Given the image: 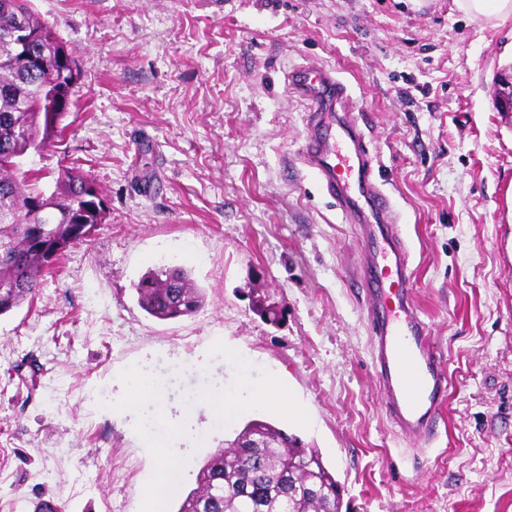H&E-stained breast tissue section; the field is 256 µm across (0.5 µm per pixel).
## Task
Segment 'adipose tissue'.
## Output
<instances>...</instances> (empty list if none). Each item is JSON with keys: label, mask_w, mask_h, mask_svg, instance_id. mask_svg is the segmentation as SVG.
Wrapping results in <instances>:
<instances>
[{"label": "adipose tissue", "mask_w": 512, "mask_h": 512, "mask_svg": "<svg viewBox=\"0 0 512 512\" xmlns=\"http://www.w3.org/2000/svg\"><path fill=\"white\" fill-rule=\"evenodd\" d=\"M224 359L236 370L239 387L230 395L213 390L203 392L202 398L210 404L215 420L232 422L242 411L257 405L296 415L301 414L302 408L293 398L287 386L275 380L259 386L250 379L249 367L241 359L234 346L225 345Z\"/></svg>", "instance_id": "1"}]
</instances>
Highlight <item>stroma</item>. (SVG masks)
<instances>
[{
	"instance_id": "35a3bbf8",
	"label": "stroma",
	"mask_w": 512,
	"mask_h": 512,
	"mask_svg": "<svg viewBox=\"0 0 512 512\" xmlns=\"http://www.w3.org/2000/svg\"><path fill=\"white\" fill-rule=\"evenodd\" d=\"M75 60L58 146L27 154L37 190L62 158L106 202L32 302L0 317V512H150L158 448L112 410L134 365L141 404L203 435L170 479V512L203 464L258 419L318 449L347 512H512V17L453 0H29ZM326 66L362 101L405 226L412 299L448 375L437 435L401 436L381 403L355 275L360 222L301 161L310 103L286 81ZM182 267L201 309L159 321L134 288ZM256 384L278 373L305 420L254 409L227 426L199 391L232 392L225 343ZM124 396L113 402V408L123 411L132 409L141 400L152 398L156 384L149 371L142 366L129 370L122 378Z\"/></svg>"
}]
</instances>
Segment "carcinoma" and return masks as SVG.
<instances>
[{
  "instance_id": "obj_1",
  "label": "carcinoma",
  "mask_w": 512,
  "mask_h": 512,
  "mask_svg": "<svg viewBox=\"0 0 512 512\" xmlns=\"http://www.w3.org/2000/svg\"><path fill=\"white\" fill-rule=\"evenodd\" d=\"M28 16L34 28L50 30L27 0H0V57H10L5 32L15 14ZM51 72L0 66V316L33 299L45 274L65 252L88 242L105 214H88L78 223L87 174L75 160L59 166L55 189L43 199L40 217L16 211L20 200L37 196L32 176L15 158L42 144L62 139L67 111L50 112ZM140 307L160 321L190 316L204 294L177 268L145 272L136 284ZM198 486L177 512H342L343 495L336 476L315 448L260 420L250 421L228 447L199 470Z\"/></svg>"
}]
</instances>
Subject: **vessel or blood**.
<instances>
[{
    "mask_svg": "<svg viewBox=\"0 0 512 512\" xmlns=\"http://www.w3.org/2000/svg\"><path fill=\"white\" fill-rule=\"evenodd\" d=\"M288 82L313 103L304 162L337 206L364 224L368 256L359 279L382 401L402 434L431 441L448 380L411 302L404 227L376 178L379 159L365 145L367 114L333 70L304 66Z\"/></svg>",
    "mask_w": 512,
    "mask_h": 512,
    "instance_id": "obj_1",
    "label": "vessel or blood"
}]
</instances>
